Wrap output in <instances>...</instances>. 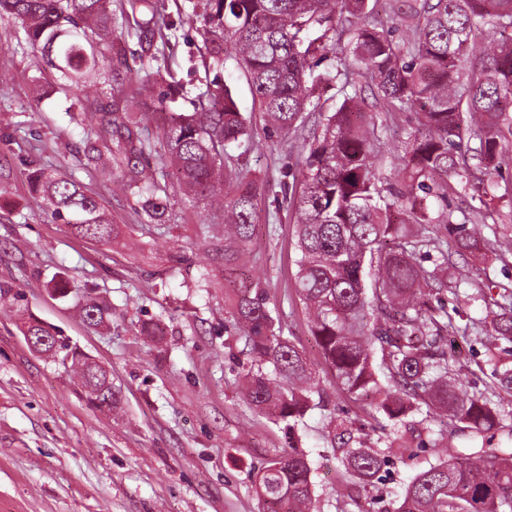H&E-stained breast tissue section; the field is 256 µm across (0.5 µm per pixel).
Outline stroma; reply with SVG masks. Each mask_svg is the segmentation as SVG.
Segmentation results:
<instances>
[{"label":"stroma","instance_id":"stroma-1","mask_svg":"<svg viewBox=\"0 0 512 512\" xmlns=\"http://www.w3.org/2000/svg\"><path fill=\"white\" fill-rule=\"evenodd\" d=\"M159 7L179 25L175 41L152 49L183 85L172 109L191 111L202 84L219 82L251 120L248 151L229 150L231 157H243L241 172L258 195L255 233L240 249L237 265L265 288L286 335L318 367L307 312L293 293L298 252L291 201L303 180V141L253 112L250 85L235 61L204 69L206 28L193 17L190 0H160ZM134 28L132 15L116 21L115 34L126 45L123 70L134 83H147L151 96L166 95L168 85L154 81L151 68L140 64ZM23 37L17 20L0 17V71L13 76L0 86V281L15 285L30 313L106 366L122 389V402L109 414L86 405L78 373L35 354L14 308L0 304V512H260L254 475L287 439L282 424L255 412L243 395L249 363L217 253L224 225L217 217L210 226L200 224L202 204L190 203L174 180L167 215L142 220L121 178L109 181L86 167L84 154L95 138L71 121L72 97ZM372 118L385 124L390 146L376 163V177L392 183L398 179L394 151L406 141L414 115L376 112ZM34 170L74 174L107 207L111 240L78 237L53 220L29 185ZM478 205L468 194L433 205L437 212L449 209L452 222L467 225L478 242L499 243V259L483 263L468 254L448 269L453 291L445 297L447 307L475 319L484 309L474 297L475 283L512 289V208L502 207L500 219L489 226L471 222ZM58 275L70 282L68 296L51 288ZM89 297L111 306V320H80L78 306ZM321 382L328 406L311 410L298 431L319 512H393L404 486L445 457V449L410 443L375 485L348 492L328 443L330 414L355 422L368 443L391 427L372 419L369 406L337 393L330 376Z\"/></svg>","mask_w":512,"mask_h":512}]
</instances>
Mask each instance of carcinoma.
<instances>
[{
	"label": "carcinoma",
	"instance_id": "obj_1",
	"mask_svg": "<svg viewBox=\"0 0 512 512\" xmlns=\"http://www.w3.org/2000/svg\"><path fill=\"white\" fill-rule=\"evenodd\" d=\"M210 37L204 56L216 68L233 58L244 72L254 105L266 121L303 135L315 123L301 165L303 184L292 201L298 270L295 294L310 312V332L339 391L366 400L396 426L384 446L353 436L352 423L332 418L330 445L349 485L370 484L408 442L430 431L423 408L450 418L433 447L458 433L467 441L429 464L404 488L395 512H512V448L496 441L504 409L496 393L512 395V290L505 287L486 307L485 317L463 319L441 295L447 281L427 273L413 258L423 247L437 252L448 269L450 254L439 239L411 240L412 224H437L431 200L472 191L482 223L512 205V0H406L401 24L409 36L396 39L373 18L369 0H201ZM111 0H0V16L21 22L26 44L47 53L68 91L92 102L80 113L122 172L136 197V212L151 221L167 209L166 185L173 174L196 199L222 198L224 265L236 262V248L255 231L256 194L240 170L224 171L231 144L251 138L247 119L224 85L205 84L190 113H169L158 143L138 136L130 109L144 104L143 85L111 70L125 56L114 41ZM137 24L140 43L168 41L177 24L158 16ZM488 28L496 37L479 46L473 33ZM346 45H341V41ZM345 50L368 76L370 95L349 77L343 62L317 70L327 53ZM318 85L335 90L331 109L314 95ZM417 114V125L399 159L402 179L378 185L373 167L384 152V127L370 112ZM237 181L238 194L224 199V181ZM33 191L52 215L77 234L108 241L112 219L100 201L73 175L35 170ZM84 320L98 324L112 308L88 299ZM231 316L244 338L250 366L245 397L259 414L293 431L308 411L321 406L325 390L296 344L283 335L268 307L265 290L246 288L234 296ZM34 336L70 341L56 331L22 324ZM486 339L495 392L470 390L459 359L448 353V337ZM82 384L100 388L105 375L72 357ZM272 368L267 372L266 368ZM312 468L297 447L279 451L255 476L264 512H314Z\"/></svg>",
	"mask_w": 512,
	"mask_h": 512
}]
</instances>
